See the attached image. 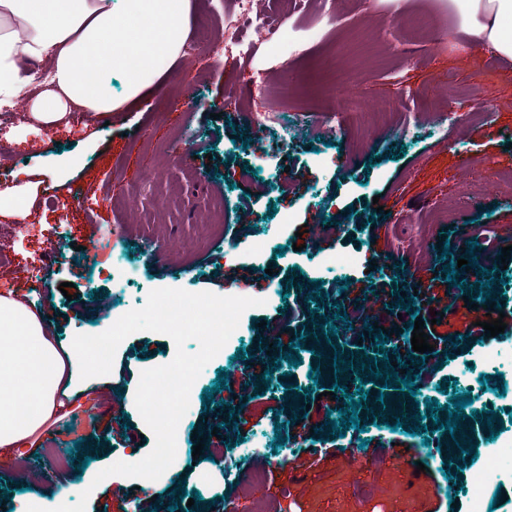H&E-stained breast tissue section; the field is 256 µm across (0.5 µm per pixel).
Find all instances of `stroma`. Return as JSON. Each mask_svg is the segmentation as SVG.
<instances>
[{
  "label": "stroma",
  "mask_w": 512,
  "mask_h": 512,
  "mask_svg": "<svg viewBox=\"0 0 512 512\" xmlns=\"http://www.w3.org/2000/svg\"><path fill=\"white\" fill-rule=\"evenodd\" d=\"M193 2L190 27L206 30L209 47L163 65L166 85L184 86L179 97L151 90L113 113L111 123L78 115L50 129L31 120L27 102L0 109V195L23 191L31 225L28 236L18 238L10 232L12 219L0 217V294L25 296L49 315L66 350L75 335L104 332L158 288L212 292L246 273L261 286L238 288V295H259L265 304L244 312L238 335L194 383L177 429L176 459L158 480L95 479L114 462L139 461L154 446L135 406L136 384H121L113 372L84 380L83 392L64 399L53 419L67 466L40 458L18 472L13 461L32 454L33 445L0 452V512H24L35 497L52 512L85 490L91 493L86 512H119L122 502L154 512L179 481L201 494V512H226L228 497L245 512H275L284 487L302 512H454L455 501L467 497L475 463L463 461L456 478H448L455 453L448 430L425 438L392 429L391 405L403 403L410 416L418 402L434 398L445 405L467 393L473 403L461 425L476 448L490 446V431L477 416L484 408L498 412L500 436H511L512 363L488 365L483 357L499 345L512 354V336L483 340L460 358L446 346L442 375L415 380L410 392L392 384L381 402L368 395L358 412L365 428H348L346 454L312 469L294 460L328 435L326 413H319L313 433L305 407L331 391L330 373L311 380L318 360L306 354L299 365L283 363L267 385L255 381L236 354L263 359L273 334L279 359L292 343L314 344L309 312L317 307H336L345 316L350 304H395L399 293L412 291L421 300L447 301L441 253L459 252L464 220L479 218L496 231L512 225V190L496 185L497 173L512 171V144L498 136L512 129V60L469 42L452 0H304L282 17L279 42L255 53L244 38L230 57L224 43L233 32L226 20L237 0ZM422 14L455 32V40L418 50L412 21ZM325 55L337 57V74L369 104L417 114L422 97L434 94L444 99L442 113L453 125L434 133L365 121L356 131L331 132V79L314 67ZM285 81L297 86L287 109L296 114L298 131L285 142L280 129L269 128L264 153L243 149L241 139L251 138L267 98ZM76 184L87 198L72 199ZM308 224L320 226L319 244L294 250L297 232ZM443 238L449 247L440 246ZM336 254L358 261L327 267L326 258ZM117 272L127 280L113 281ZM63 282L73 283L74 300L61 293ZM319 289L325 294L320 304L311 298ZM284 303L305 304L308 312L283 322L274 311ZM175 352L167 335L140 331L122 341L115 358L129 360L136 377L169 363ZM469 367L485 382L467 379ZM220 374L226 378L221 387ZM258 391L264 394L259 401ZM221 412L233 418L222 437L205 434V418ZM380 414L386 425H378ZM130 437L134 446H124ZM78 441L83 449H75ZM381 441L389 444L384 458L368 464L350 454ZM197 444L203 447L198 457L192 454ZM401 450L424 464L419 481L409 482L396 457ZM259 456L269 465L257 478L246 464ZM84 457L90 463L82 470Z\"/></svg>",
  "instance_id": "1"
}]
</instances>
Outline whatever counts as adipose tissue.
Segmentation results:
<instances>
[{
    "label": "adipose tissue",
    "instance_id": "ef3b65f1",
    "mask_svg": "<svg viewBox=\"0 0 512 512\" xmlns=\"http://www.w3.org/2000/svg\"><path fill=\"white\" fill-rule=\"evenodd\" d=\"M462 31L512 59V0H455ZM192 0H0V108L32 83V119L53 128L75 112L127 109L160 87L157 59L177 62L190 32ZM126 79L122 96L106 88ZM74 389L66 357L35 308L0 295V448H14L50 422Z\"/></svg>",
    "mask_w": 512,
    "mask_h": 512
}]
</instances>
